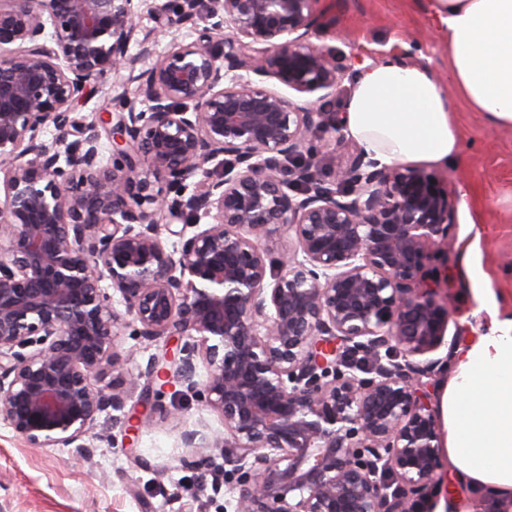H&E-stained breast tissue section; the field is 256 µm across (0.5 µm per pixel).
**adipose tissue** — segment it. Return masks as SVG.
Segmentation results:
<instances>
[{"label":"adipose tissue","instance_id":"1","mask_svg":"<svg viewBox=\"0 0 512 512\" xmlns=\"http://www.w3.org/2000/svg\"><path fill=\"white\" fill-rule=\"evenodd\" d=\"M430 16L448 48V83L473 111L512 127V0H433ZM443 85L422 66L393 60L360 68L346 107L350 136L385 165L455 162L460 135ZM485 317L459 344L440 383L441 451L458 484L512 497V294L481 278Z\"/></svg>","mask_w":512,"mask_h":512}]
</instances>
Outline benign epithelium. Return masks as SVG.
<instances>
[{
  "instance_id": "7a95c632",
  "label": "benign epithelium",
  "mask_w": 512,
  "mask_h": 512,
  "mask_svg": "<svg viewBox=\"0 0 512 512\" xmlns=\"http://www.w3.org/2000/svg\"><path fill=\"white\" fill-rule=\"evenodd\" d=\"M143 2L0 0V421L88 458L136 386L114 349L128 316L165 341L144 398L180 385L222 416V433H183V466L219 471L233 512H423L441 458L420 357L455 312L434 266L448 188L359 146L317 172L309 136L348 144L326 109L346 65L310 42L318 0L163 4L169 28L216 22L162 54ZM108 76L115 112L77 123Z\"/></svg>"
}]
</instances>
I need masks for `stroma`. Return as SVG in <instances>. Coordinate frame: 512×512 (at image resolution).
<instances>
[{
  "label": "stroma",
  "instance_id": "stroma-1",
  "mask_svg": "<svg viewBox=\"0 0 512 512\" xmlns=\"http://www.w3.org/2000/svg\"><path fill=\"white\" fill-rule=\"evenodd\" d=\"M428 0H319L327 27L312 35L315 45L336 49L370 65L394 58L426 66L440 80L448 73V53L426 20ZM453 117L461 135L457 162L434 166L452 198L468 189V206H455L449 236L448 266L457 321L465 335L481 322L471 282L463 274L461 248L474 240L471 224L486 225L479 242L480 270L493 288L512 290V129L494 126L481 113L458 101L453 88ZM117 349L125 370L143 374L161 342L137 336L135 325L123 328ZM140 392H132L123 409L106 410L86 436L90 458L76 461L72 449H33L0 422V512H225L224 496L214 493L204 469L182 467L184 431L198 424L223 429L222 417L198 394L165 395L161 409L151 411L149 425L127 441L125 421L143 410ZM134 445L138 466L127 445Z\"/></svg>",
  "mask_w": 512,
  "mask_h": 512
}]
</instances>
